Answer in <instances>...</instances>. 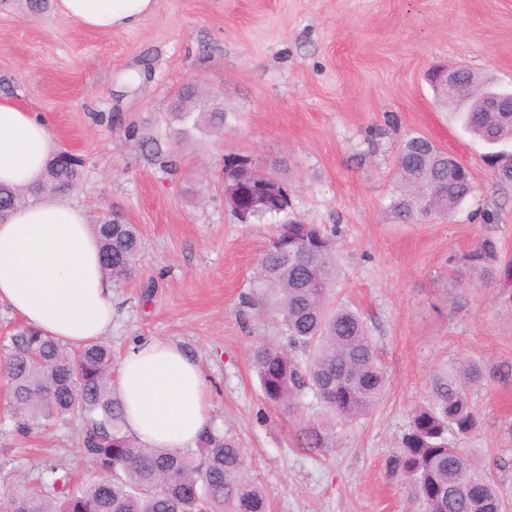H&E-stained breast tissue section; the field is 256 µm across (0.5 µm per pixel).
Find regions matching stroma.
Returning a JSON list of instances; mask_svg holds the SVG:
<instances>
[{
  "label": "stroma",
  "instance_id": "1",
  "mask_svg": "<svg viewBox=\"0 0 512 512\" xmlns=\"http://www.w3.org/2000/svg\"><path fill=\"white\" fill-rule=\"evenodd\" d=\"M437 66L512 87V0H156L140 26L112 32L54 6L0 10V100L44 115L57 148L83 158L67 202L93 222L118 208L142 235L140 273L113 287L114 358L149 337L197 358L210 426L244 445L274 512H423L392 462L432 374L453 362L483 370L467 394L479 426L461 446L512 503V283L459 285L448 264L490 238L512 268V185L495 184L486 146L435 102ZM188 83L222 98L224 131L178 146L172 179L142 141H169L170 97ZM414 136L476 186L448 221L389 211ZM229 152L276 170L299 219L339 228L334 297L362 313L386 372L376 407L320 448L301 439L322 414L312 396L292 412L268 404L251 364L255 343L287 342L278 319L242 302L278 219L237 221L216 185ZM56 465L79 482L96 476L77 421L22 442L0 399V474Z\"/></svg>",
  "mask_w": 512,
  "mask_h": 512
}]
</instances>
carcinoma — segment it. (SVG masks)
<instances>
[{
    "label": "carcinoma",
    "instance_id": "1",
    "mask_svg": "<svg viewBox=\"0 0 512 512\" xmlns=\"http://www.w3.org/2000/svg\"><path fill=\"white\" fill-rule=\"evenodd\" d=\"M0 5L37 15L49 0H0ZM468 107L464 102L457 112L475 137L491 144L512 142L511 113L470 112ZM169 118L176 143L189 123L215 135L224 131L221 103L197 85L174 92ZM149 143L151 160L164 173L176 174V152L158 140ZM495 162L497 182L512 181V153L497 154ZM82 175L81 159L61 163L53 156L35 185L24 189L0 183V219L29 195L69 192ZM396 180L390 211L398 220L419 224L450 217L475 190L466 170L421 137L406 142ZM289 208L275 226L244 304L281 319L288 347L258 343L252 364L268 403L290 411L297 397L310 393L324 408L320 424L304 434L308 447L319 448L336 425L373 410L387 378L362 316L331 302L337 229L290 224ZM111 220L109 214L99 217L94 230L104 273L121 282L139 270L141 232L135 224ZM449 264L482 281L492 279L499 272L497 243L480 240ZM112 368V346L104 341L70 348L23 326L0 342V377L15 431L24 436L57 419L75 418L81 448L100 473L95 481L77 484L69 470L50 467L34 484H8L0 512H272L265 488L234 437L208 427L197 451L176 454L148 448L127 435ZM482 376L475 364L442 368L432 378L428 400L411 415L394 471L427 512H507L508 503L478 455L452 442L477 427L467 387Z\"/></svg>",
    "mask_w": 512,
    "mask_h": 512
}]
</instances>
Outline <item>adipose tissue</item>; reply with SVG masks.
I'll list each match as a JSON object with an SVG mask.
<instances>
[{"label": "adipose tissue", "instance_id": "obj_1", "mask_svg": "<svg viewBox=\"0 0 512 512\" xmlns=\"http://www.w3.org/2000/svg\"><path fill=\"white\" fill-rule=\"evenodd\" d=\"M156 0H57L60 12L100 32L142 24ZM54 149L48 122L0 101V182L28 187ZM0 304L27 325L76 346L112 330V281L86 213L46 196L0 223ZM117 387L129 434L152 448L183 453L209 424L210 397L197 361L178 346L144 339L123 355Z\"/></svg>", "mask_w": 512, "mask_h": 512}]
</instances>
